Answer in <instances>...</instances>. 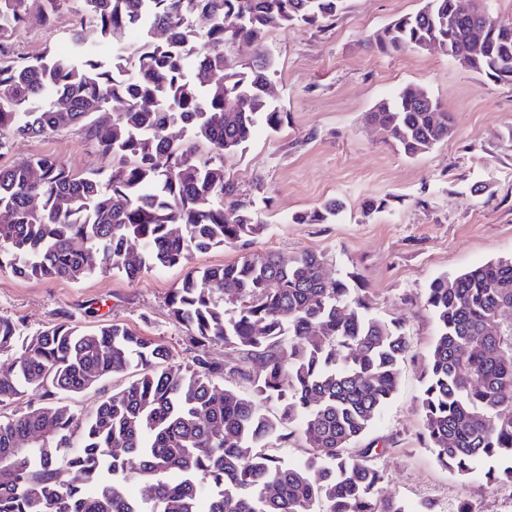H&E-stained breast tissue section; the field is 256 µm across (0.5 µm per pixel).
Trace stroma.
I'll return each instance as SVG.
<instances>
[{
  "label": "stroma",
  "mask_w": 512,
  "mask_h": 512,
  "mask_svg": "<svg viewBox=\"0 0 512 512\" xmlns=\"http://www.w3.org/2000/svg\"><path fill=\"white\" fill-rule=\"evenodd\" d=\"M423 0H345L328 27L272 31L263 50L275 71L276 105L288 114L280 129H259L224 170L255 201L262 229L258 251L326 256L325 274L365 289L373 315L403 324L411 351L398 391L367 441L384 445L375 460L380 493L437 512H512V483L482 472L462 478L440 468L427 448L420 413L421 373L437 334L423 303L429 282L485 262L512 257V86L482 84L437 52L382 54L367 35ZM68 47L66 24L47 30L29 22L15 38L18 56ZM424 87L455 118V133L429 153L409 158L385 143L368 120L372 108L407 84ZM51 154L74 172L108 165L75 129L13 139L10 164ZM339 198L332 224H296L294 214ZM385 210L366 213L369 201ZM183 276L173 268L136 280L97 272L84 280H27L0 274V315L36 334L69 315L82 328L125 324L177 350L186 347L167 299Z\"/></svg>",
  "instance_id": "stroma-1"
}]
</instances>
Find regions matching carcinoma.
<instances>
[{"label": "carcinoma", "mask_w": 512, "mask_h": 512, "mask_svg": "<svg viewBox=\"0 0 512 512\" xmlns=\"http://www.w3.org/2000/svg\"><path fill=\"white\" fill-rule=\"evenodd\" d=\"M344 2L41 0L44 27L71 16L69 49L21 58L13 36L28 0H0V157L17 136L76 128L110 160L83 175L51 156L0 166V273L78 282L98 270L134 280L181 268L167 304L188 343L184 363L122 323L86 330L66 317L26 335L0 315V405L28 393L40 401L0 418V512H434L379 497L376 448H353L395 395L409 336L327 278L323 254L250 249L254 201L224 172L258 125L288 120L271 102L269 59L241 63L228 48L320 28ZM483 16L460 13L457 0H424L367 44L440 51L484 84L512 85V21L491 20L475 41ZM134 29L144 43L128 51ZM369 120L408 158L454 132L448 109L413 86ZM175 123L180 141L168 133ZM341 209L330 199L292 221L330 224ZM216 247L239 255L188 266L193 252ZM423 301L437 322L421 398L435 460L463 477L502 463L484 476L512 480V259L439 275ZM215 341L238 357L211 358ZM123 374L128 384L90 413L64 403ZM295 436L308 448L303 462L268 452ZM132 481L143 485L133 502Z\"/></svg>", "instance_id": "obj_1"}]
</instances>
